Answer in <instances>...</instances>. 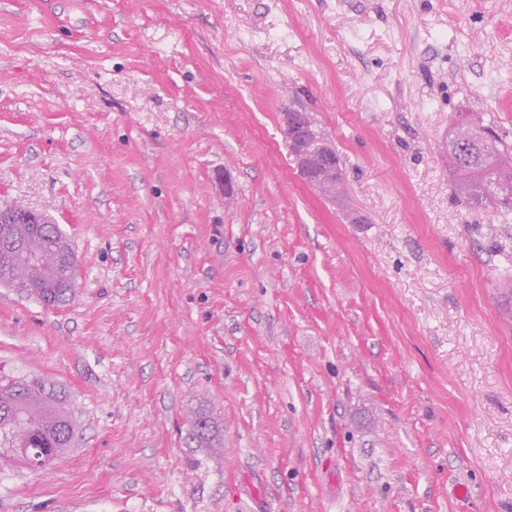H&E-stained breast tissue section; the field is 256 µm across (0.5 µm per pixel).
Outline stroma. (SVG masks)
<instances>
[{
  "label": "stroma",
  "instance_id": "1",
  "mask_svg": "<svg viewBox=\"0 0 512 512\" xmlns=\"http://www.w3.org/2000/svg\"><path fill=\"white\" fill-rule=\"evenodd\" d=\"M461 112L512 146V0H0V203L77 262L64 307L0 285V371L77 423L0 512H512V215L454 196ZM305 112H287L283 117L284 134L300 175L326 197L336 199L345 184L340 160L335 149L322 143L312 129ZM319 169V173L315 172ZM336 175L342 190L336 194ZM216 430L215 423L203 413L195 414L189 420V435L193 442L203 443L210 440Z\"/></svg>",
  "mask_w": 512,
  "mask_h": 512
}]
</instances>
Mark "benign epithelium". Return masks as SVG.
Segmentation results:
<instances>
[{
	"label": "benign epithelium",
	"instance_id": "obj_1",
	"mask_svg": "<svg viewBox=\"0 0 512 512\" xmlns=\"http://www.w3.org/2000/svg\"><path fill=\"white\" fill-rule=\"evenodd\" d=\"M284 134L300 175L329 197L336 198V177L343 176L335 149L321 142L304 112H287Z\"/></svg>",
	"mask_w": 512,
	"mask_h": 512
}]
</instances>
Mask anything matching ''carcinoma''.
I'll list each match as a JSON object with an SVG mask.
<instances>
[{
    "label": "carcinoma",
    "mask_w": 512,
    "mask_h": 512,
    "mask_svg": "<svg viewBox=\"0 0 512 512\" xmlns=\"http://www.w3.org/2000/svg\"><path fill=\"white\" fill-rule=\"evenodd\" d=\"M475 141L464 155L471 172L457 174L461 160L448 135V162L455 173L456 196L470 206L512 210V147L494 138L484 119L472 112L459 115ZM43 223H0V283L16 288L49 307L72 299L75 257L65 232L48 215ZM66 394L38 377L0 375V458L30 470L45 469L73 447L76 422ZM217 426L198 413L189 420L190 439L203 443Z\"/></svg>",
    "instance_id": "cac0c4a2"
}]
</instances>
